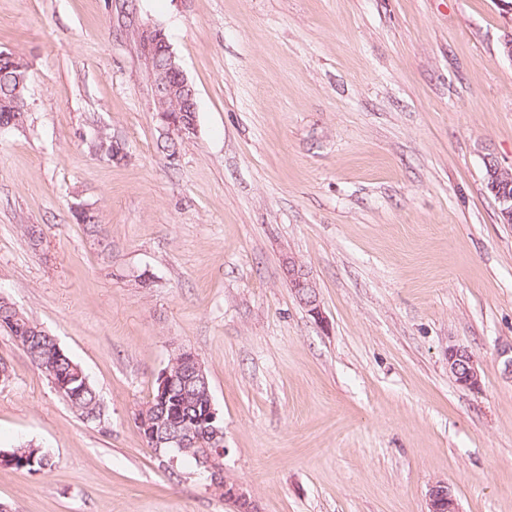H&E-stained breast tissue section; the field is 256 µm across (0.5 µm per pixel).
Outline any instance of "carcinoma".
Here are the masks:
<instances>
[{
    "label": "carcinoma",
    "mask_w": 512,
    "mask_h": 512,
    "mask_svg": "<svg viewBox=\"0 0 512 512\" xmlns=\"http://www.w3.org/2000/svg\"><path fill=\"white\" fill-rule=\"evenodd\" d=\"M30 82L31 73L25 59L12 52L5 54L0 51V122L10 123L11 116L6 114V110L18 96L28 95ZM0 329L19 343L49 380L64 385L59 395L83 420H98L99 398L83 367L69 355H59L53 337L3 298H0ZM194 373L195 362L189 357H178L171 367L172 382L165 396L161 398L159 393H153L140 413L146 414L149 420L163 414L176 425L191 426L206 444L213 434V423L206 417L209 398L205 389L193 381ZM8 454L17 471H45L54 465L52 460L44 457L40 447L31 443L13 447Z\"/></svg>",
    "instance_id": "carcinoma-1"
}]
</instances>
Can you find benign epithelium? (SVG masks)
Returning <instances> with one entry per match:
<instances>
[{
    "instance_id": "7a95c632",
    "label": "benign epithelium",
    "mask_w": 512,
    "mask_h": 512,
    "mask_svg": "<svg viewBox=\"0 0 512 512\" xmlns=\"http://www.w3.org/2000/svg\"><path fill=\"white\" fill-rule=\"evenodd\" d=\"M134 36L153 82L158 119L170 136L181 139L190 137L196 130V122L192 119L187 120L181 117V114L164 106L171 97L174 84L166 74H157L152 68L156 47L167 42V39L160 29L149 25L136 27ZM484 166L486 183L497 200L500 223L512 224V169L502 166L491 155L484 158ZM283 265L295 297L316 322L325 323L316 286L305 267L291 257L284 259ZM448 370L459 385L470 389L480 387L481 375L478 364L468 349L456 346L448 348ZM152 424L155 432L160 434V438L154 439L158 448L163 444L172 448H195L199 445L198 437L193 430L175 431L163 416L153 420ZM223 459L224 456L216 455L207 448L199 455L200 464L205 467L212 485L224 484V499L236 504L243 512H256L255 504L243 487L224 478ZM427 497L428 512H461L452 489L445 483L430 486Z\"/></svg>"
}]
</instances>
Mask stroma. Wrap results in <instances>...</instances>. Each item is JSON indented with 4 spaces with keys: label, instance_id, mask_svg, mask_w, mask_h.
<instances>
[{
    "label": "stroma",
    "instance_id": "1",
    "mask_svg": "<svg viewBox=\"0 0 512 512\" xmlns=\"http://www.w3.org/2000/svg\"><path fill=\"white\" fill-rule=\"evenodd\" d=\"M132 23L164 30L196 91L176 148ZM510 31L497 0H0V50L32 74L25 126L0 132V296L102 408L83 420L0 331V449L56 462L0 467V507L236 512L135 422L185 347L258 512H428L438 482L462 512H512V224L484 185L485 155L512 164ZM283 265L295 297L316 322L324 323L325 317L319 302L316 286L305 267L291 257L284 259ZM448 370L456 382L464 387H480L481 375L473 354L464 347L452 346L448 349ZM0 453H8L15 462L13 466L17 471H40L50 470L54 462L52 458L46 459L44 452L39 446L33 444L18 445L7 451H0Z\"/></svg>",
    "mask_w": 512,
    "mask_h": 512
}]
</instances>
